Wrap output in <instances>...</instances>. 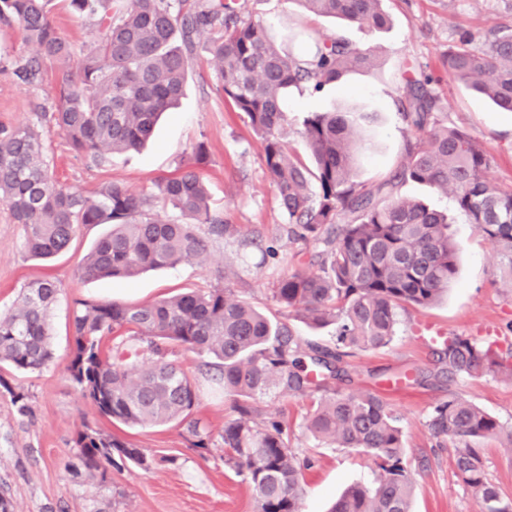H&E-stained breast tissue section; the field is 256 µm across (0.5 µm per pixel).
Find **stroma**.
Returning a JSON list of instances; mask_svg holds the SVG:
<instances>
[{
  "mask_svg": "<svg viewBox=\"0 0 512 512\" xmlns=\"http://www.w3.org/2000/svg\"><path fill=\"white\" fill-rule=\"evenodd\" d=\"M240 2L245 15L274 28L296 26L314 39L337 35L352 45L372 47L378 57L374 71L350 74L319 93L305 87L289 94L283 137L294 156L310 158L302 135L309 113L355 107L363 146L356 179L375 188L400 166L408 145L417 140L399 111L402 75L412 68L433 77L445 123L479 137L493 154L490 178L512 184V113L499 111L440 66L449 42L460 33L512 24V0H462L453 9L448 0H383L388 23L379 31L301 13L290 0ZM48 9L75 54H83L105 34L95 19L75 14L66 0H50ZM31 51L21 28L0 29V126L34 120L35 108L50 106L55 96L62 68H49L36 84L14 75L15 57ZM41 134L56 176L87 196L110 181L135 191L150 190L157 180L174 175L196 144H205L203 175L213 207L223 211L239 234L261 236L277 250L278 259L261 264L259 255L239 251L229 238L216 244L202 265L183 262L132 280H85L77 267L103 227L81 229L68 251L40 261L29 256L22 225L0 207V311H8L21 288L33 280L53 279L64 288L51 312L52 360L34 372L0 368V377L9 384L0 388V490L10 494L14 512H256L251 485L224 462L221 435L232 409L219 390L205 389L196 409L213 437L211 448L199 451L191 448L183 428L173 424L141 428L112 423L82 396L67 371L74 300L147 303L221 282L271 313L277 278L308 267L316 252L314 245L293 244L282 235L285 217L262 162L260 140L218 87L209 38H202L195 49L179 108L162 117L153 143L144 149L113 154L107 165L97 168L73 152L56 127L43 125ZM451 231L458 245L457 274L447 293L432 307L402 311L388 346L347 357L353 380L338 385L346 393L356 387L370 389L400 416L414 484L413 512L477 510L455 473L452 444L438 443L425 426L437 400L460 394L512 427V380L486 376L451 381L440 371L439 343L433 338L437 332L445 338L468 336L500 351L512 348V292L499 282L495 252L463 217L456 216ZM13 389L25 394L27 415L12 404ZM256 405L261 417H278L294 452L312 461L302 480L304 512H328L348 486L375 482L378 469L368 455L317 444L306 432V398L274 392ZM86 425L144 449L153 460L151 470L127 464L109 468L103 478L77 472L75 440ZM481 448L492 481L504 497L512 498V447L487 439Z\"/></svg>",
  "mask_w": 512,
  "mask_h": 512,
  "instance_id": "35a3bbf8",
  "label": "stroma"
}]
</instances>
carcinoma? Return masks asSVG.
Wrapping results in <instances>:
<instances>
[{"instance_id": "carcinoma-1", "label": "carcinoma", "mask_w": 512, "mask_h": 512, "mask_svg": "<svg viewBox=\"0 0 512 512\" xmlns=\"http://www.w3.org/2000/svg\"><path fill=\"white\" fill-rule=\"evenodd\" d=\"M49 2L0 0V25H20L33 47L15 69L29 84L41 81L46 64L73 57L72 45L49 19ZM68 2L74 13L97 17L105 29L104 38L83 53L77 76L60 86L48 116L70 148L101 167L112 154L143 146L161 115L184 95L197 40L213 36L216 79L261 140L286 237L319 247L312 260L316 269L281 275L272 301L311 328L336 327L334 346L303 345L286 323L221 282L141 305L77 299L70 320L72 381L113 421L183 425L191 445L205 450L212 433L194 417L199 379L218 385L234 412L222 433L225 462L251 484L258 512H302L300 479L310 460L291 451L280 421L256 422L254 403L276 390L316 391L320 396L312 402L306 430L330 447L365 452L379 470L374 485L349 487L331 512H411L413 484L400 417L377 394L344 393L329 381L345 372L351 351L389 345L400 312L431 306L455 277L448 214L394 196L400 184L451 193L457 212L494 248L501 286L512 291V187L488 179L492 157L483 141L443 122L429 76L408 77L402 116L419 139L391 178L367 189L355 179L361 146L352 137L350 110L314 112L304 120L312 157L307 165L284 142L282 105L293 88L320 91L348 73L371 70L377 64L372 49L336 36L314 42L302 55L286 52L267 24L242 17L238 0ZM294 2L309 15L370 29L388 22L382 0ZM442 66L452 79L512 112V26L477 37L461 33L448 44ZM206 159L201 142L155 189L135 192L107 182L90 198L56 179L40 126L26 121L0 128V204L23 225L27 250L37 259L67 250L83 227L110 226L83 257L79 272L86 279L202 264L214 243L236 233L211 209L201 173ZM239 247L258 250L264 263L277 256L257 235L242 238ZM59 295L56 281L35 280L0 314V366L32 372L52 359L50 314ZM176 349L204 359L200 376L168 358ZM144 352L153 359L139 367L135 358ZM438 356L450 379H512V348L498 352L453 336ZM425 426L432 437L454 441L455 472L478 512H512V500L489 478L477 447L486 438L512 447V430L453 393L431 407ZM76 446L81 466L92 476L112 465L115 455L141 469L151 465L144 449L89 427L78 433Z\"/></svg>"}]
</instances>
